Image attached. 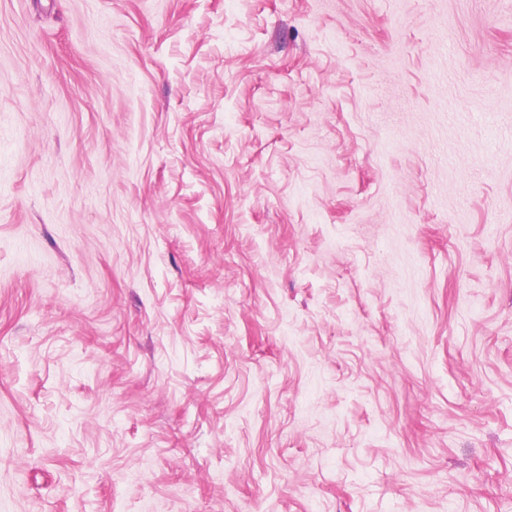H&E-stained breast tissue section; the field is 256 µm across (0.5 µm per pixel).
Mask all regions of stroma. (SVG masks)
Wrapping results in <instances>:
<instances>
[{"label":"stroma","mask_w":512,"mask_h":512,"mask_svg":"<svg viewBox=\"0 0 512 512\" xmlns=\"http://www.w3.org/2000/svg\"><path fill=\"white\" fill-rule=\"evenodd\" d=\"M0 512H512V0H0Z\"/></svg>","instance_id":"obj_1"}]
</instances>
